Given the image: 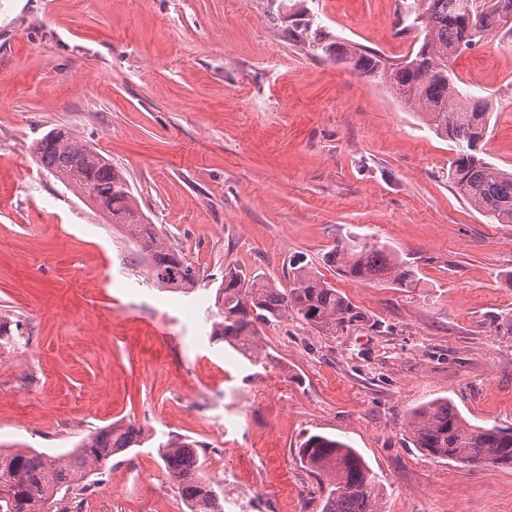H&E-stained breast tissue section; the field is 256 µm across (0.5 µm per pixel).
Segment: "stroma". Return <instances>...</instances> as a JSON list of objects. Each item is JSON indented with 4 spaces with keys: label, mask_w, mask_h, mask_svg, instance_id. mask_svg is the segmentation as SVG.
I'll use <instances>...</instances> for the list:
<instances>
[{
    "label": "stroma",
    "mask_w": 512,
    "mask_h": 512,
    "mask_svg": "<svg viewBox=\"0 0 512 512\" xmlns=\"http://www.w3.org/2000/svg\"><path fill=\"white\" fill-rule=\"evenodd\" d=\"M288 5L0 0V323L21 326L0 338V448L57 454L135 424L153 441L113 457L89 512H187L156 452L170 435L206 445L214 482L240 474L251 512H321L297 451L323 434L363 455L384 512H512V469L423 457L406 430L436 398L512 427V224L456 191L454 145L419 114L290 41ZM305 5L338 40L391 57L411 46L395 0ZM451 65L490 100L484 159L512 171V41ZM61 125L123 171L196 269L194 292L153 287L136 245L38 163L36 142ZM363 234L406 260L412 287L340 274L329 250ZM294 261L367 324L258 326L262 365L211 337L225 269L284 284Z\"/></svg>",
    "instance_id": "35a3bbf8"
}]
</instances>
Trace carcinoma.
Returning <instances> with one entry per match:
<instances>
[{
    "label": "carcinoma",
    "instance_id": "obj_1",
    "mask_svg": "<svg viewBox=\"0 0 512 512\" xmlns=\"http://www.w3.org/2000/svg\"><path fill=\"white\" fill-rule=\"evenodd\" d=\"M400 32L415 33L414 45L397 61L356 42L330 39L304 7L291 5L288 37L322 56H335L384 86L403 105L419 112L437 135L455 144L448 176L476 210L501 224L512 223V172L480 157L490 113L486 100L472 101L450 60L495 33L512 36V0H405ZM39 163L79 191L134 241L149 279L160 290H190L195 271L181 251L145 220L125 175L97 149L68 128H55L35 146ZM329 260L353 281L407 286L406 262L372 235L336 242ZM212 336L232 342L253 363H264L255 337L258 325L293 317L334 335L362 326L366 315L306 265L291 267L279 286L239 269L224 272L216 292ZM412 444L431 459L512 469V429L469 423L446 398L414 409L407 422ZM141 426L102 427L66 452L0 448V512H82L92 492V467L150 441ZM158 457L189 512H224L222 492L203 471L204 445L170 436L157 445ZM301 464L318 476L321 512H382L381 490L363 456L347 442L313 434L298 449Z\"/></svg>",
    "mask_w": 512,
    "mask_h": 512
}]
</instances>
